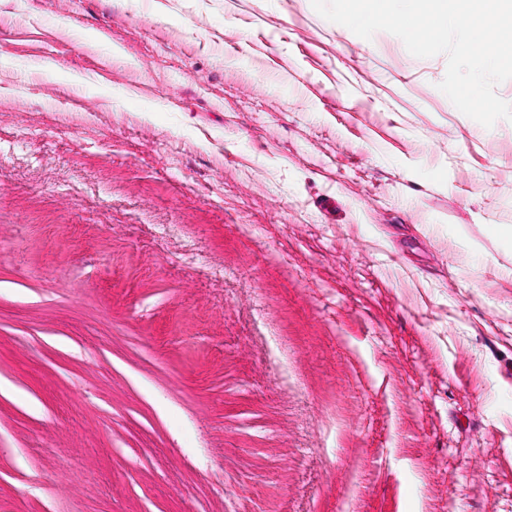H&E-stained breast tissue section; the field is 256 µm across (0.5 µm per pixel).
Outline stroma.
I'll return each mask as SVG.
<instances>
[{"label":"stroma","mask_w":512,"mask_h":512,"mask_svg":"<svg viewBox=\"0 0 512 512\" xmlns=\"http://www.w3.org/2000/svg\"><path fill=\"white\" fill-rule=\"evenodd\" d=\"M311 0H0V512H512V122Z\"/></svg>","instance_id":"1"}]
</instances>
